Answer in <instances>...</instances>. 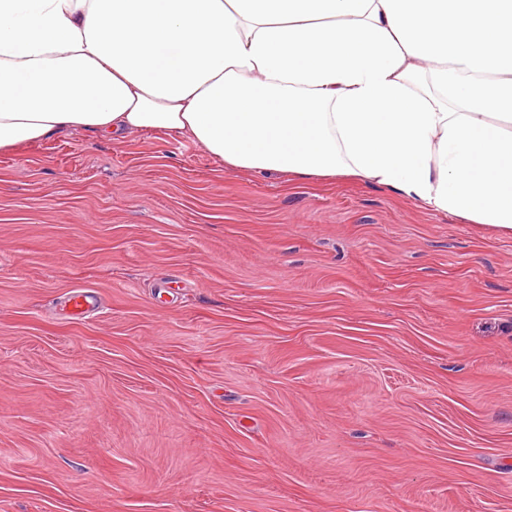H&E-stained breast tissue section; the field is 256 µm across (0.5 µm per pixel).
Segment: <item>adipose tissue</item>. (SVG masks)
Segmentation results:
<instances>
[{
    "instance_id": "1",
    "label": "adipose tissue",
    "mask_w": 512,
    "mask_h": 512,
    "mask_svg": "<svg viewBox=\"0 0 512 512\" xmlns=\"http://www.w3.org/2000/svg\"><path fill=\"white\" fill-rule=\"evenodd\" d=\"M186 136L512 232V0H0V153Z\"/></svg>"
}]
</instances>
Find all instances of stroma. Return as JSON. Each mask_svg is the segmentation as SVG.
I'll return each instance as SVG.
<instances>
[{
    "instance_id": "obj_1",
    "label": "stroma",
    "mask_w": 512,
    "mask_h": 512,
    "mask_svg": "<svg viewBox=\"0 0 512 512\" xmlns=\"http://www.w3.org/2000/svg\"><path fill=\"white\" fill-rule=\"evenodd\" d=\"M0 512H512V235L179 135L0 154Z\"/></svg>"
}]
</instances>
